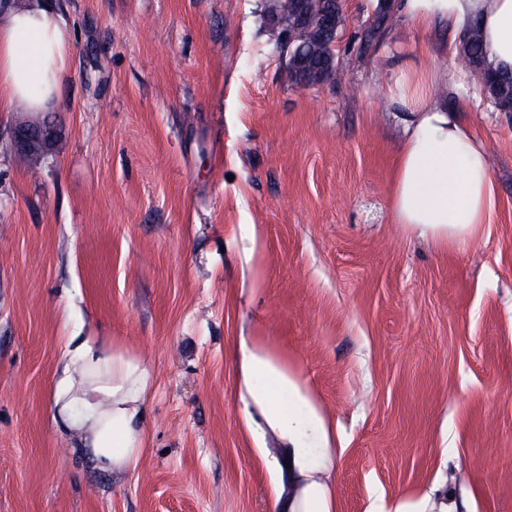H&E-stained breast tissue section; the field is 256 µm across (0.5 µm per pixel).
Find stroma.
Masks as SVG:
<instances>
[{
    "label": "stroma",
    "mask_w": 512,
    "mask_h": 512,
    "mask_svg": "<svg viewBox=\"0 0 512 512\" xmlns=\"http://www.w3.org/2000/svg\"><path fill=\"white\" fill-rule=\"evenodd\" d=\"M73 48L47 155L0 112V512H270L242 420V328L284 351L336 430L335 512H512V112L468 104L498 200L442 247L391 209L389 64L460 72L439 28L347 0L341 79L291 76L265 0H48ZM262 283H246L247 225ZM106 336L154 384L146 448L96 468L49 408L65 340Z\"/></svg>",
    "instance_id": "35a3bbf8"
}]
</instances>
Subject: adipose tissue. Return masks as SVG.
<instances>
[{
  "label": "adipose tissue",
  "mask_w": 512,
  "mask_h": 512,
  "mask_svg": "<svg viewBox=\"0 0 512 512\" xmlns=\"http://www.w3.org/2000/svg\"><path fill=\"white\" fill-rule=\"evenodd\" d=\"M0 24V112H42L57 98L73 46L65 15L33 0L6 5ZM399 20L420 30L439 25L462 35L479 24L488 68L512 72V0H396ZM465 89L459 76L399 65L384 84L403 137L393 173L397 223L440 243H465L490 223L496 184L484 141L438 86ZM233 359L243 422L251 438L273 435L286 470L273 490L272 512H334L331 430L294 364L263 336H238ZM154 377L139 355L104 336H71L52 410L76 447L96 465L122 471L145 447L144 406Z\"/></svg>",
  "instance_id": "obj_1"
}]
</instances>
